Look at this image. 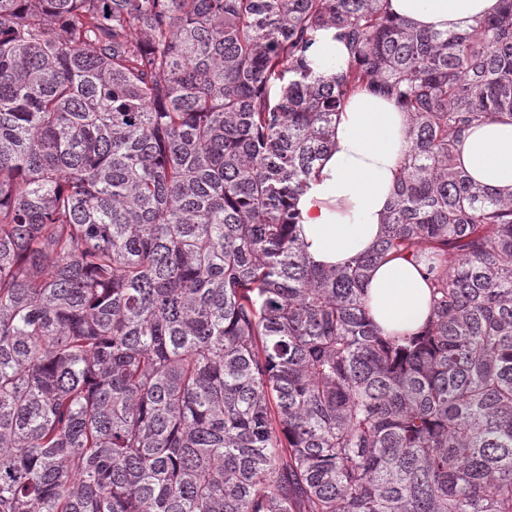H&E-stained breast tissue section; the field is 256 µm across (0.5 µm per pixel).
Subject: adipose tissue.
Listing matches in <instances>:
<instances>
[{"mask_svg": "<svg viewBox=\"0 0 512 512\" xmlns=\"http://www.w3.org/2000/svg\"><path fill=\"white\" fill-rule=\"evenodd\" d=\"M415 26L469 30L495 13L499 0H389ZM407 147V118L393 100L353 92L336 117L334 147L301 206L299 237L315 261L340 265L373 249L391 202ZM459 161L473 180L512 195V124L488 120L469 129ZM426 266L410 256L378 265L366 284V303L383 334L413 333L427 322L431 292Z\"/></svg>", "mask_w": 512, "mask_h": 512, "instance_id": "adipose-tissue-1", "label": "adipose tissue"}]
</instances>
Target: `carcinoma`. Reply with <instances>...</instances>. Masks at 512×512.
I'll return each instance as SVG.
<instances>
[{
    "mask_svg": "<svg viewBox=\"0 0 512 512\" xmlns=\"http://www.w3.org/2000/svg\"><path fill=\"white\" fill-rule=\"evenodd\" d=\"M387 2L0 0V512H512V197L457 163L512 123V0L452 34ZM363 87L408 149L325 267L299 202ZM393 254L415 336L365 303ZM313 59L316 65L329 71L339 73L346 66L349 52L345 44L334 38L332 32H322L312 49ZM423 262L396 256L378 265L366 288V303L383 334L413 333L427 322L431 292Z\"/></svg>",
    "mask_w": 512,
    "mask_h": 512,
    "instance_id": "obj_1",
    "label": "carcinoma"
}]
</instances>
